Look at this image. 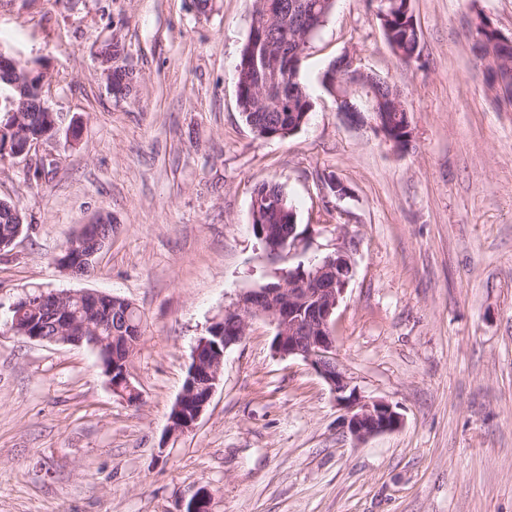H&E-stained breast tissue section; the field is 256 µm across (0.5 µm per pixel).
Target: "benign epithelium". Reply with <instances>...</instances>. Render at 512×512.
Wrapping results in <instances>:
<instances>
[{
  "label": "benign epithelium",
  "instance_id": "obj_1",
  "mask_svg": "<svg viewBox=\"0 0 512 512\" xmlns=\"http://www.w3.org/2000/svg\"><path fill=\"white\" fill-rule=\"evenodd\" d=\"M350 84L352 93H361L373 79V74L356 66V59L348 54ZM296 59L285 60L270 57L264 60L263 70L266 84L285 86L290 73L298 70ZM37 81L44 87V75L37 67L19 70L17 63L0 52V81L20 91L23 86H31ZM22 114H14L11 123L0 128V157L19 158L28 155L32 147L42 143L25 136L20 126ZM112 221L103 213L94 216L88 223L80 225L78 231L68 240L56 264L72 276L84 277L96 264L97 256L104 248L107 239L102 236V225ZM305 242L304 236L297 235L293 240L277 241L271 254L289 256L299 250ZM351 274V262L344 248L324 256L312 264L307 271L299 269L288 281L261 285L242 294L235 305L224 308V320L232 321V335L223 336L224 349L211 345L203 337L196 345L189 366L187 382L176 400L169 417V434L183 435L195 427L201 414L209 404L216 390L224 359V351L238 344L244 338L249 320L261 316L276 329L272 347L282 357H300L324 379L336 398V404L345 410L342 427L356 441L397 430L402 417L394 407L384 401L365 400L351 387V381L340 370L335 358V338L332 316L339 304ZM104 294L94 291L68 293L53 292L49 295H26L24 309L49 307L50 320L47 327L51 335L35 329L26 335L32 341H47L74 345H91L89 339L98 334V322L103 309ZM77 299L88 311L87 318L78 323L67 311L69 301ZM129 357L112 353V366L107 373L112 392L127 402L137 404L141 395L129 379ZM212 492L206 487L195 491L183 512H208Z\"/></svg>",
  "mask_w": 512,
  "mask_h": 512
}]
</instances>
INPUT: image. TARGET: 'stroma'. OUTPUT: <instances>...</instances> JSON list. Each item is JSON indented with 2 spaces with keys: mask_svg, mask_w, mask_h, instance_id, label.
Wrapping results in <instances>:
<instances>
[{
  "mask_svg": "<svg viewBox=\"0 0 512 512\" xmlns=\"http://www.w3.org/2000/svg\"><path fill=\"white\" fill-rule=\"evenodd\" d=\"M254 0H0V50L42 65L45 101L79 122L28 156L0 159V200L24 230L0 253V512H512V108L474 64L469 14L512 33V0H412L422 57L402 64L366 0H335L301 74L306 125L256 136L236 96ZM116 42L134 75L111 95L98 52ZM356 56L403 93L414 141L397 153L353 125L321 85ZM58 168L31 175L41 157ZM282 184L304 250L271 257L253 234L256 185ZM112 238L97 268L57 267L97 213ZM347 248L333 315L336 361L367 400L403 417L354 441L328 385L276 355L253 318L224 354L195 429L166 435L192 353L239 296ZM38 289L128 299L142 315L131 358L139 405L113 394L87 346L8 331Z\"/></svg>",
  "mask_w": 512,
  "mask_h": 512,
  "instance_id": "stroma-1",
  "label": "stroma"
}]
</instances>
